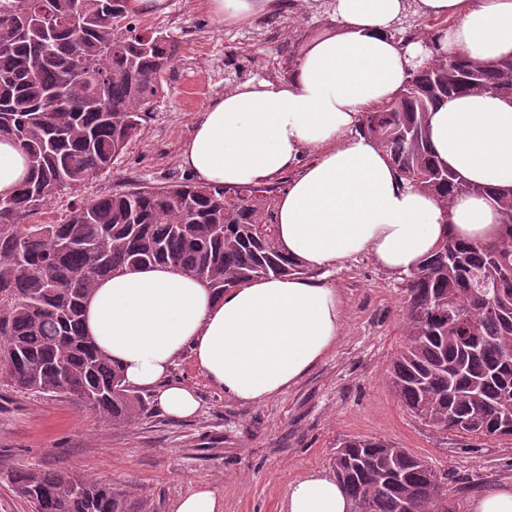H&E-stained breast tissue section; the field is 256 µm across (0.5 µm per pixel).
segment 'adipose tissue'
<instances>
[{
    "instance_id": "ef3b65f1",
    "label": "adipose tissue",
    "mask_w": 512,
    "mask_h": 512,
    "mask_svg": "<svg viewBox=\"0 0 512 512\" xmlns=\"http://www.w3.org/2000/svg\"><path fill=\"white\" fill-rule=\"evenodd\" d=\"M216 26L281 8L280 0H204ZM423 17H451L447 53L493 62L512 56V0H417ZM405 0H335L337 28L314 38L285 80L247 82L201 112L181 161L203 185H269L298 168L277 205L278 239L289 257L313 268L361 253L396 275L416 270L444 236L488 242L504 234L484 196L443 210L407 186L389 158L358 127L364 110L390 102L420 44L400 48L391 29ZM439 160L463 179L512 188V101L464 94L429 117ZM27 159L0 137V197L25 180ZM342 299L332 284L300 276L258 278L214 296L165 266L100 280L84 307L85 331L116 361L127 385L153 386L169 416L199 407L195 392L167 383L174 361L191 352L225 396L262 403L282 393L335 344ZM282 512H354L343 484L324 470L306 472Z\"/></svg>"
}]
</instances>
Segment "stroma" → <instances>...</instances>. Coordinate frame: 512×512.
Wrapping results in <instances>:
<instances>
[{
    "label": "stroma",
    "mask_w": 512,
    "mask_h": 512,
    "mask_svg": "<svg viewBox=\"0 0 512 512\" xmlns=\"http://www.w3.org/2000/svg\"><path fill=\"white\" fill-rule=\"evenodd\" d=\"M280 13L242 27H216L201 0H167L145 27L163 31L176 47L138 138L111 168L77 191H64L35 215L60 223L78 201L126 190L133 184L191 182L182 146L201 110L249 81L287 77L290 56L334 29L331 7L318 0H288ZM301 39H294V32ZM313 279H327L344 308L340 336L326 356L281 394L260 404L225 397L190 354L173 365L169 380L195 389L198 413L175 419L153 390L140 394L146 410L131 426L115 428L76 403L0 382V512H32L13 487L19 470L84 475L135 491L158 512L205 484L224 500V512H281L289 489L310 470H334L338 439L376 437L425 458L447 474L457 512H469L483 489L512 481V437L440 433L412 416L386 376L407 342L401 276L384 271L367 253Z\"/></svg>",
    "instance_id": "obj_1"
}]
</instances>
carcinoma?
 Masks as SVG:
<instances>
[{"label": "carcinoma", "instance_id": "cac0c4a2", "mask_svg": "<svg viewBox=\"0 0 512 512\" xmlns=\"http://www.w3.org/2000/svg\"><path fill=\"white\" fill-rule=\"evenodd\" d=\"M395 39L419 42L397 97L362 115L359 132L386 153L404 183L434 195L491 199L511 232L498 241L444 237L405 278L407 343L387 383L413 416L443 432L512 437V189L476 187L444 166L428 137L430 112L468 93L512 97V58L484 63L441 51L450 19L415 14ZM0 135L27 155L29 176L0 198V381L63 394L114 427L145 401L86 334L83 304L100 279L168 265L216 295L252 279L305 275L277 241V194L252 185H137L78 203L59 224L31 218L64 190L111 168L138 137L173 42L143 28L131 0H0ZM336 477L354 512H457L448 477L388 441L349 437L336 447ZM27 470L19 494L38 512H156L128 490Z\"/></svg>", "mask_w": 512, "mask_h": 512}]
</instances>
